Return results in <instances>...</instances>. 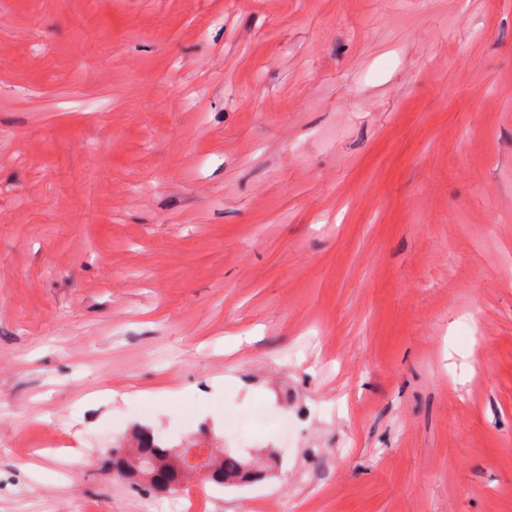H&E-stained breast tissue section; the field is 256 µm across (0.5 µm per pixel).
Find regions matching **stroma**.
<instances>
[{
  "mask_svg": "<svg viewBox=\"0 0 512 512\" xmlns=\"http://www.w3.org/2000/svg\"><path fill=\"white\" fill-rule=\"evenodd\" d=\"M0 512H512V0H0ZM135 439L137 448H128V450L138 457L139 470L153 475L149 482L145 483L154 490L161 486L174 490L180 483V477L184 470L174 464L176 453L172 450L173 448L157 446L153 441V434L143 428L137 430ZM169 490H158V495L154 496L157 499L151 503L168 500L172 495ZM177 451L183 467L197 472L198 475L204 474L210 448H178ZM217 449L207 463L208 480L214 484L224 486L240 485L244 479L251 476L260 477L261 470L251 472L245 468L246 461L239 459L224 450L221 455L216 454Z\"/></svg>",
  "mask_w": 512,
  "mask_h": 512,
  "instance_id": "obj_1",
  "label": "stroma"
}]
</instances>
